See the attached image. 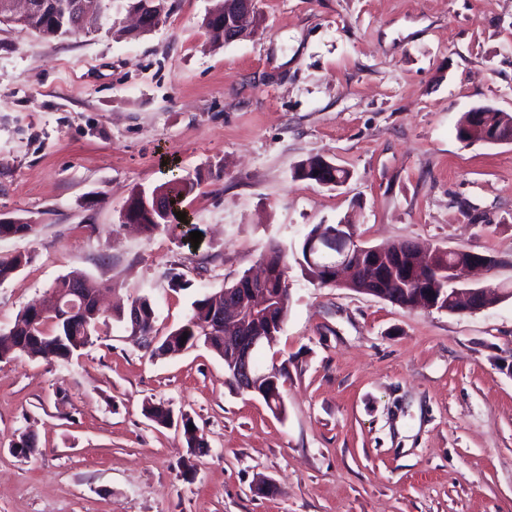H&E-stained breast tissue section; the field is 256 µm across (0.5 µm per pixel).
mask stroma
Masks as SVG:
<instances>
[{
	"instance_id": "stroma-1",
	"label": "stroma",
	"mask_w": 512,
	"mask_h": 512,
	"mask_svg": "<svg viewBox=\"0 0 512 512\" xmlns=\"http://www.w3.org/2000/svg\"><path fill=\"white\" fill-rule=\"evenodd\" d=\"M215 2L168 0L134 39L128 0L87 34L0 26V222L37 227L0 237L29 258L0 282V330L78 269L105 305L149 296L164 336L274 241L288 311L257 364L286 367V413L209 350L154 358L109 321L68 362L0 363V512H512V299L408 309L297 262L314 225L348 219L366 246L493 256L469 286L512 285V143L456 137L472 108L512 115V0H256L263 27L220 47ZM313 157L347 183L295 179ZM173 178L194 184L185 223H123Z\"/></svg>"
}]
</instances>
